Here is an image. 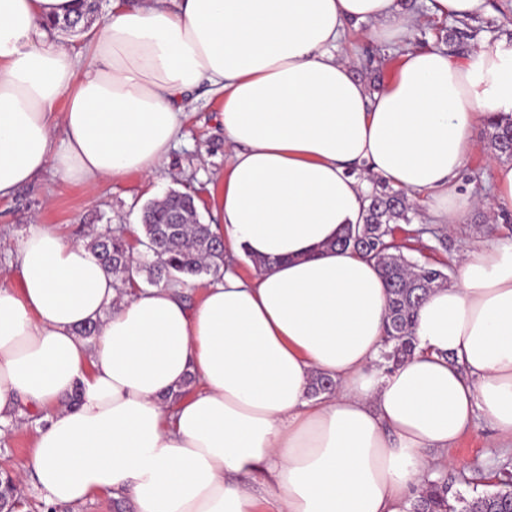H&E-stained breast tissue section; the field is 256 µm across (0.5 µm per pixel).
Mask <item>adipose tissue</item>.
<instances>
[{"mask_svg": "<svg viewBox=\"0 0 512 512\" xmlns=\"http://www.w3.org/2000/svg\"><path fill=\"white\" fill-rule=\"evenodd\" d=\"M73 9L0 0V198L47 172L154 176L206 85L233 147L213 230L255 268L192 303L180 284L120 287L83 241L29 225L15 284L0 283V426L25 404L45 413L18 474L74 507L105 494L132 512H409L477 420L512 443V242L462 248L389 371L385 277L335 245L362 223L371 174L460 223L474 131L512 108L511 48L404 47L399 0H112L74 51L46 26ZM363 22L404 48L376 91L341 50ZM317 375L335 387L314 397Z\"/></svg>", "mask_w": 512, "mask_h": 512, "instance_id": "ef3b65f1", "label": "adipose tissue"}]
</instances>
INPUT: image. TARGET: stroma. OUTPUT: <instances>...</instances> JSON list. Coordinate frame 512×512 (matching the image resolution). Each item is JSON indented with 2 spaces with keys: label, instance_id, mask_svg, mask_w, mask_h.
<instances>
[{
  "label": "stroma",
  "instance_id": "1",
  "mask_svg": "<svg viewBox=\"0 0 512 512\" xmlns=\"http://www.w3.org/2000/svg\"><path fill=\"white\" fill-rule=\"evenodd\" d=\"M503 2L494 0L493 7L479 14L474 23L477 41L512 45V10H504ZM368 30L365 23L351 29L343 46L353 58L356 76L364 83L381 87L395 77L400 55L392 53L379 79H372L363 67L364 54L372 46ZM185 104L182 135L154 178L131 174L118 182L100 181L89 189L64 183L48 172L12 198L0 199V279L15 261L14 242L33 221L54 225L67 238L87 241L92 233L105 228L138 222L146 204L176 190L199 195L202 223H219L213 192L224 175L231 151L224 139L222 103L202 86L190 93ZM474 138L476 148L462 175L461 189L488 199L492 196L496 168L504 160L491 149L486 125L477 127ZM414 205L416 214L412 222L397 231L396 237L407 246L408 257L419 262L437 266L456 259L464 240L484 237L493 225L497 226L499 237L512 238V211L476 206L467 211L462 223L450 227L431 224L427 194H418ZM41 417V412L29 410L18 424L0 436V467L15 468L31 452ZM448 460V467L432 470V478H451L453 492L470 498L497 489L503 465L512 464V446L500 442L480 420L449 446ZM16 492L25 503L24 512H128L130 508L128 502L96 495L77 510L61 504L49 510L43 494L28 478L17 481Z\"/></svg>",
  "mask_w": 512,
  "mask_h": 512
}]
</instances>
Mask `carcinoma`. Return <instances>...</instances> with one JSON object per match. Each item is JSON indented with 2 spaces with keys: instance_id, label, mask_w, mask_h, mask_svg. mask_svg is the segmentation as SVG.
Masks as SVG:
<instances>
[{
  "instance_id": "obj_1",
  "label": "carcinoma",
  "mask_w": 512,
  "mask_h": 512,
  "mask_svg": "<svg viewBox=\"0 0 512 512\" xmlns=\"http://www.w3.org/2000/svg\"><path fill=\"white\" fill-rule=\"evenodd\" d=\"M96 11L92 0H78L76 15L52 22L61 31L78 27ZM491 145L499 156L512 158V115L498 113L487 120ZM407 192L384 185L369 197L364 223L349 229L335 245L350 248L374 261L383 271L388 288L385 324L384 364L393 367L411 356L415 349L413 327L420 303L448 280V273L406 257L395 243V224L411 223ZM141 232L132 227L106 229L89 243L93 255L112 273L119 284L135 286L129 239L146 249L142 270L152 286L187 283L189 278L224 276V249L211 225L199 220L196 198L185 191H172L143 208ZM450 484L444 479L427 480L413 503V512H512V477L501 480L500 488L468 500L462 495L449 500ZM0 500L9 512L23 503L12 479L0 488Z\"/></svg>"
}]
</instances>
